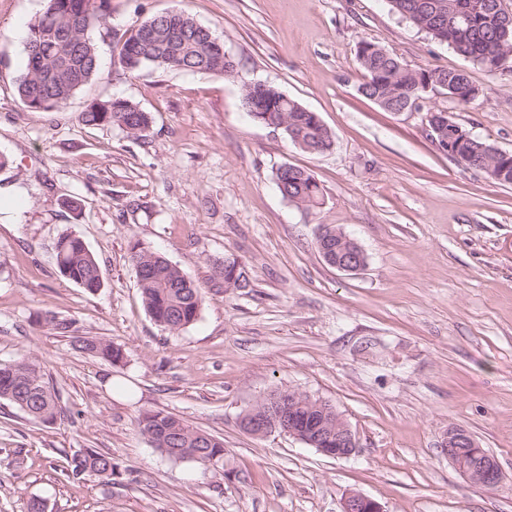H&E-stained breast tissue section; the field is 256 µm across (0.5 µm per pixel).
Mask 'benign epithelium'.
I'll return each mask as SVG.
<instances>
[{
    "mask_svg": "<svg viewBox=\"0 0 512 512\" xmlns=\"http://www.w3.org/2000/svg\"><path fill=\"white\" fill-rule=\"evenodd\" d=\"M429 135L453 150L471 139V134L461 126L448 121V112H431L428 117ZM336 236L344 243L343 252L333 265L338 271L356 273L367 264L362 247L341 230L323 232ZM288 407V428L284 433L316 449L330 458H347L353 455L358 442L354 432L334 408L321 399L290 390L286 394L273 393L245 412L239 424L248 434L262 438L276 432L274 413ZM441 447L450 461L461 454L467 455L470 463L459 469L461 475L472 485L491 488L502 480V470L497 459L486 452L462 429H450L445 433ZM342 512H384L381 505L360 493H349L343 502Z\"/></svg>",
    "mask_w": 512,
    "mask_h": 512,
    "instance_id": "1",
    "label": "benign epithelium"
}]
</instances>
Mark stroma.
<instances>
[{
  "label": "stroma",
  "instance_id": "35a3bbf8",
  "mask_svg": "<svg viewBox=\"0 0 512 512\" xmlns=\"http://www.w3.org/2000/svg\"><path fill=\"white\" fill-rule=\"evenodd\" d=\"M46 0H0V360L40 365L59 395L54 423L0 400V512H342L348 493L383 512H512V185L458 165L428 139L426 109L512 151V73L489 75L391 11L387 0H112L90 36L101 77L59 111L25 107L16 81ZM185 9L224 42L229 76L117 63L111 32ZM371 41L414 69H463L466 105L427 93L422 111L362 97L357 60ZM268 83L317 112L330 151L292 146L254 122L244 84ZM149 112L146 137L83 124L96 99ZM294 165L322 190L288 202L275 181ZM79 199L73 212L63 201ZM365 251L356 274L325 263L322 226ZM81 236L102 286L63 277L53 244ZM176 264L204 292L198 320L173 334L146 311L133 243ZM237 259L249 285L227 288L214 263ZM71 322L61 334L46 316ZM120 346L114 366L77 338ZM292 389L331 404L358 440L331 459L284 433L239 426L264 396ZM173 413L220 437L217 465L174 461L138 426ZM451 428L498 460L492 489L442 453ZM83 448L111 453V483L65 475Z\"/></svg>",
  "mask_w": 512,
  "mask_h": 512
}]
</instances>
